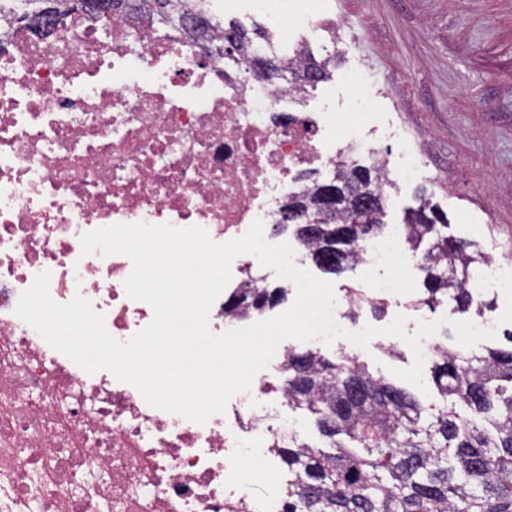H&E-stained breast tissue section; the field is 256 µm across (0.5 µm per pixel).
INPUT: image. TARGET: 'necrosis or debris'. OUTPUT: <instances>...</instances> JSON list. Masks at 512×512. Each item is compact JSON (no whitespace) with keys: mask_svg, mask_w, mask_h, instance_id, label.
I'll return each mask as SVG.
<instances>
[{"mask_svg":"<svg viewBox=\"0 0 512 512\" xmlns=\"http://www.w3.org/2000/svg\"><path fill=\"white\" fill-rule=\"evenodd\" d=\"M139 3L109 25L43 35L0 17V512H284L276 449L296 435L286 346L200 425L149 406L109 371L84 372L17 317L19 297L50 271L54 301L82 296L125 341L153 309L126 294L130 258L82 256L85 232L199 226L223 243L254 220L275 223L307 172L336 171L350 155L383 169L388 202L431 172L363 65L341 72L358 115L349 129L307 83L260 81L247 58L204 52L230 15L265 19L282 43L319 41L342 27L328 0H223L201 42L160 29ZM356 252L366 275L337 289V324L360 330V310L383 301L417 326L421 263L404 226L384 224ZM251 466L265 484L246 481Z\"/></svg>","mask_w":512,"mask_h":512,"instance_id":"1","label":"necrosis or debris"}]
</instances>
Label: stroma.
Listing matches in <instances>:
<instances>
[{"instance_id":"35a3bbf8","label":"stroma","mask_w":512,"mask_h":512,"mask_svg":"<svg viewBox=\"0 0 512 512\" xmlns=\"http://www.w3.org/2000/svg\"><path fill=\"white\" fill-rule=\"evenodd\" d=\"M369 64L383 103L413 132L441 179L403 190L387 212L401 224L422 200L448 217V237L512 258V0H331ZM369 371L414 362L381 337Z\"/></svg>"}]
</instances>
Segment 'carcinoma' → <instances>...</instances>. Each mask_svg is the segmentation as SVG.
I'll return each instance as SVG.
<instances>
[{
	"label": "carcinoma",
	"instance_id": "carcinoma-1",
	"mask_svg": "<svg viewBox=\"0 0 512 512\" xmlns=\"http://www.w3.org/2000/svg\"><path fill=\"white\" fill-rule=\"evenodd\" d=\"M151 2L160 23L176 21V0ZM336 181L362 183L369 205L358 234L337 243L329 273L356 263V244L385 215L370 169L356 167ZM405 227L414 245L433 240L421 262L425 303L450 295L458 312H468L464 280L478 258L441 234L444 217L425 204ZM259 291L269 297L270 289L256 286L234 296L259 314L267 310L252 301ZM508 339L507 348H445L432 359L439 408L373 377L355 356L332 361L288 350V405L315 417L330 451L298 439L277 449L288 469L285 512H512V333Z\"/></svg>",
	"mask_w": 512,
	"mask_h": 512
}]
</instances>
